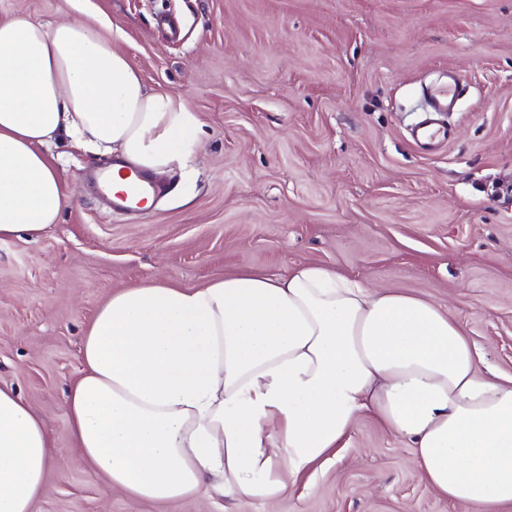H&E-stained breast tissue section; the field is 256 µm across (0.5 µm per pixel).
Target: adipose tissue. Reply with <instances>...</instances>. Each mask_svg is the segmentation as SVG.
Listing matches in <instances>:
<instances>
[{"mask_svg": "<svg viewBox=\"0 0 512 512\" xmlns=\"http://www.w3.org/2000/svg\"><path fill=\"white\" fill-rule=\"evenodd\" d=\"M63 139L161 175L187 161L199 123L81 19L0 23V241L58 222L70 195L44 150ZM82 358L71 432L134 501L278 502L371 414L442 500L512 512V379L489 377L425 298L318 265L133 284L96 311ZM55 454L43 417L0 387V512H31Z\"/></svg>", "mask_w": 512, "mask_h": 512, "instance_id": "adipose-tissue-1", "label": "adipose tissue"}]
</instances>
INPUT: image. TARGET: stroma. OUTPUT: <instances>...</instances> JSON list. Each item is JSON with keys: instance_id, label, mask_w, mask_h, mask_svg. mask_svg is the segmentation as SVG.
<instances>
[{"instance_id": "stroma-1", "label": "stroma", "mask_w": 512, "mask_h": 512, "mask_svg": "<svg viewBox=\"0 0 512 512\" xmlns=\"http://www.w3.org/2000/svg\"><path fill=\"white\" fill-rule=\"evenodd\" d=\"M21 16L83 19L200 124L141 214L89 188L110 157L51 148L70 205L39 239L0 241V386L60 450L31 512H476L434 495L371 415L276 509L216 493L135 502L80 454L65 394L117 290L306 264L437 303L512 376V0H0V22ZM448 68L465 90L452 141L429 156L407 130Z\"/></svg>"}]
</instances>
